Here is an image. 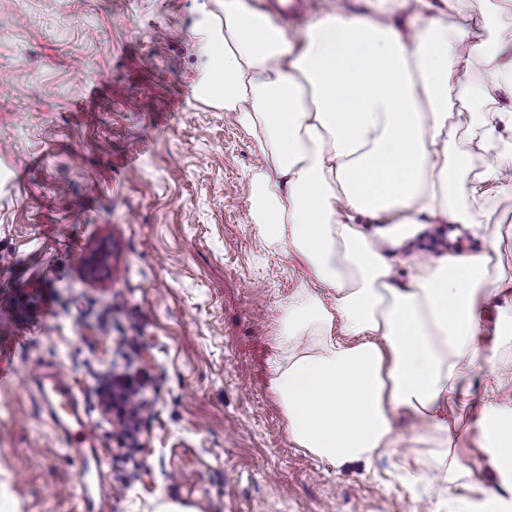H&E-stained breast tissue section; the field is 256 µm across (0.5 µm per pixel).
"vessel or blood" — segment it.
<instances>
[{
    "mask_svg": "<svg viewBox=\"0 0 512 512\" xmlns=\"http://www.w3.org/2000/svg\"><path fill=\"white\" fill-rule=\"evenodd\" d=\"M36 385L59 446L78 461L83 481H100L106 458L99 452V436L90 424L81 391L57 368L39 372Z\"/></svg>",
    "mask_w": 512,
    "mask_h": 512,
    "instance_id": "obj_1",
    "label": "vessel or blood"
}]
</instances>
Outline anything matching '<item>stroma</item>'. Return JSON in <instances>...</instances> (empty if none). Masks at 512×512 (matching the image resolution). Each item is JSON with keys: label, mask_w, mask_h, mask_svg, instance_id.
Masks as SVG:
<instances>
[{"label": "stroma", "mask_w": 512, "mask_h": 512, "mask_svg": "<svg viewBox=\"0 0 512 512\" xmlns=\"http://www.w3.org/2000/svg\"><path fill=\"white\" fill-rule=\"evenodd\" d=\"M214 0H0V512H77L81 477L36 391L112 369L154 412L98 432L97 512H414L428 446L336 468L293 444L269 387L281 305L307 272L250 221L259 155L194 94L196 22ZM455 224L391 249L482 250Z\"/></svg>", "instance_id": "35a3bbf8"}]
</instances>
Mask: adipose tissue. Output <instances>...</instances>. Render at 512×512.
<instances>
[{
	"mask_svg": "<svg viewBox=\"0 0 512 512\" xmlns=\"http://www.w3.org/2000/svg\"><path fill=\"white\" fill-rule=\"evenodd\" d=\"M372 17L324 11L300 36L247 0L201 10L195 92L254 141L251 221L308 278L281 306L271 390L290 439L339 467L401 446L396 420L432 446L442 493L428 512H512V290L492 191H512V0L454 27L421 16L430 0H372ZM487 74L471 81L473 71ZM482 153L469 170L460 146ZM445 221L479 235L477 253L418 260L398 283L385 256L399 231ZM374 225L373 233L360 223ZM488 384L474 398L471 380ZM478 401L475 440L495 483L476 480L457 442L459 411Z\"/></svg>",
	"mask_w": 512,
	"mask_h": 512,
	"instance_id": "ef3b65f1",
	"label": "adipose tissue"
}]
</instances>
